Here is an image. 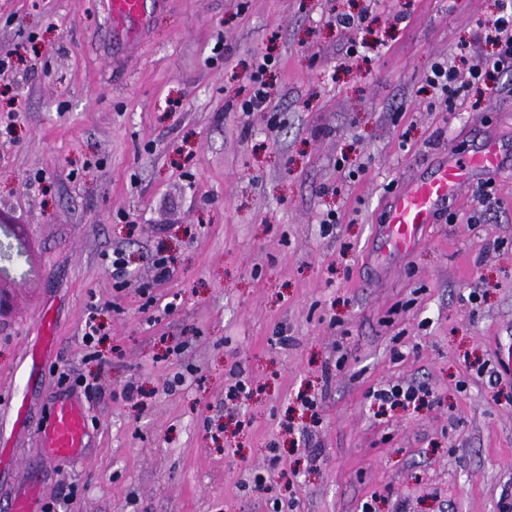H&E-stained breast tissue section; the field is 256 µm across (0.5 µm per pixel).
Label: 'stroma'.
<instances>
[{
  "instance_id": "35a3bbf8",
  "label": "stroma",
  "mask_w": 512,
  "mask_h": 512,
  "mask_svg": "<svg viewBox=\"0 0 512 512\" xmlns=\"http://www.w3.org/2000/svg\"><path fill=\"white\" fill-rule=\"evenodd\" d=\"M155 2L133 40L108 0H0V395L45 317L32 419L63 396L60 370L102 385L72 461L0 411V512L29 476L64 512H501L512 72L479 97L457 55L500 0ZM341 13L365 18L349 56ZM265 56L270 98L247 116ZM439 61L459 75L444 102L424 85ZM489 141L505 147L493 207L471 178L413 250L378 254L392 188ZM403 383L433 402L379 411L373 392Z\"/></svg>"
}]
</instances>
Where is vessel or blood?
I'll list each match as a JSON object with an SVG mask.
<instances>
[{"instance_id":"b4317fda","label":"vessel or blood","mask_w":512,"mask_h":512,"mask_svg":"<svg viewBox=\"0 0 512 512\" xmlns=\"http://www.w3.org/2000/svg\"><path fill=\"white\" fill-rule=\"evenodd\" d=\"M110 13L118 29L139 35L150 16L149 0H111ZM501 150L487 143L482 151L438 165L426 178L406 185L393 198L385 226L376 247L379 252H403L417 245L439 210L446 207L458 185L474 175H490L499 170ZM48 453L56 459L82 454L88 438V424L82 403L64 400L54 404L45 425L39 429ZM41 487L37 481L18 483L9 503V512H37Z\"/></svg>"}]
</instances>
